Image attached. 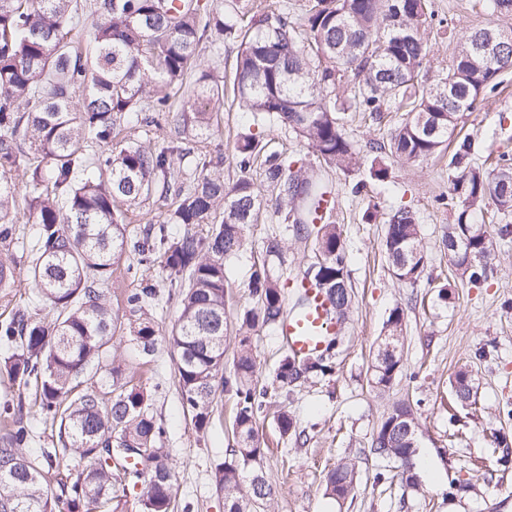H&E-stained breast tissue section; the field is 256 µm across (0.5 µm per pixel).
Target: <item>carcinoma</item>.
Here are the masks:
<instances>
[{
  "instance_id": "1",
  "label": "carcinoma",
  "mask_w": 512,
  "mask_h": 512,
  "mask_svg": "<svg viewBox=\"0 0 512 512\" xmlns=\"http://www.w3.org/2000/svg\"><path fill=\"white\" fill-rule=\"evenodd\" d=\"M79 0H0V245L16 239L18 200L35 225L29 274L36 305L0 322V343L16 353L5 362L9 378L39 389L38 411L59 422L58 448L30 458V407L23 399L0 407V512H119L126 483L143 486L141 512H172L174 471L162 447L164 428L149 411L147 394L130 384L121 361L109 357L121 329L105 286L114 265L129 254L138 266L155 263L179 289V315L168 340L178 354L183 407L195 429L211 424L216 379L234 401L233 444L214 476L224 492V512H260L273 489L260 467L268 449L255 428L268 405V388L254 382L251 335L279 325L287 314L280 277L267 260L252 264L248 291L254 306L239 314V352L224 374V260L246 246V231L267 208L283 222L309 224L327 187L316 164L353 170L359 151L347 134L348 111L370 117L401 112L389 133L390 155L421 164L448 157L449 194L437 197L455 210L445 246L456 274L471 284L488 277L496 238L479 220L488 205L512 214V159L503 154L490 169L475 159L469 137L454 138L459 118L495 92L512 70V28L499 59L476 55L472 45L488 22L463 36L448 68L430 83L422 72L434 32L432 0H304L302 17L272 0H92L94 21L80 25ZM239 44L233 101L252 124L291 132L306 144L316 164L294 171L283 153L253 135L237 146L241 171L259 164L277 191L267 202L246 178L228 186L211 170L207 141L224 104V75L205 66L200 46L224 40ZM350 86L353 107L338 98ZM134 117L146 128L169 125L167 145L113 141L121 121ZM195 144L200 173L188 185L171 184L180 143ZM112 146L108 156L93 145ZM26 177L18 190L13 177ZM370 177L389 178L388 161L372 160ZM179 197L160 224L127 234L129 211L156 194ZM182 224L174 233L169 225ZM384 250L392 274L416 284L427 262L416 215L405 207L388 213ZM317 253L304 276L323 288L336 315L347 323L352 306L348 249L339 227L327 221L316 230ZM159 287L143 278L128 298L140 313L134 341L145 357L161 338L148 316ZM53 312L51 319L42 309ZM404 311L395 307L384 323L372 366V383L384 390L403 367ZM337 338L325 350L298 359L286 353L273 390L291 388L309 375L327 376L335 367ZM109 367L112 400L102 406L96 387L84 377ZM454 394L465 406L476 403L468 371L457 372ZM417 422L411 406L392 405L372 441L370 453L393 460L409 473L417 454ZM87 460L84 468L71 457ZM63 471L60 493L46 479ZM356 488L355 466L341 462L327 475L326 491L345 501ZM66 510H61L59 504Z\"/></svg>"
}]
</instances>
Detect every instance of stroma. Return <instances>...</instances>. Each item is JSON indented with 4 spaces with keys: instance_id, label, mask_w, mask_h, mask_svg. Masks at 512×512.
Listing matches in <instances>:
<instances>
[{
    "instance_id": "1",
    "label": "stroma",
    "mask_w": 512,
    "mask_h": 512,
    "mask_svg": "<svg viewBox=\"0 0 512 512\" xmlns=\"http://www.w3.org/2000/svg\"><path fill=\"white\" fill-rule=\"evenodd\" d=\"M474 2L434 0L437 19L450 30L432 44L424 70L427 79H435L450 65L459 37L486 23L488 11ZM459 125L473 138L480 157L512 153V72L504 76L494 96L465 113ZM249 127L237 106L225 103L221 122L209 138L210 151L221 160L218 170L225 183L235 182L242 173L236 144ZM347 131L360 148L361 164L349 173L327 171L325 177L336 188L333 219L343 231L350 255L353 308L333 373L310 377L292 392L271 399L273 407L287 410L296 421L301 438L282 440L273 415H261L257 422L260 437L272 448L261 464L273 489L269 512H512V468L503 469L491 451L497 434L512 445V245L499 248L484 283L475 287L457 282L447 302H440L431 282L453 271L442 239L455 214L435 202L449 191L447 160L432 159L417 166L394 160L389 180L374 182L369 178V145L385 140L386 126L355 121ZM360 180L367 187L356 197L351 189ZM373 203L383 211L406 207L416 213L428 258L417 284L393 276L383 253V225L363 219ZM31 231V225H21L20 242L9 247L14 283L0 290V321L31 304L30 253L21 245ZM274 233L282 239L289 280L301 276L313 255V237L284 233L274 220L250 226L245 251L225 262L229 321L225 368H232L238 347L236 316L252 303L247 288L252 256ZM144 277L159 285V301L149 313L160 329L169 331L178 314V299L170 295L161 266L130 271L116 267L106 294L122 321L115 338L126 373L150 394V411L165 429L163 445L174 470L175 512H224L214 465L232 445V402L217 394L210 428L197 431L182 405L173 348L159 341L150 362H142L127 298ZM397 306L405 314L403 370L381 392L371 382L373 351L385 320ZM251 343L257 362L255 380L258 386L270 385L285 342L276 328L269 327L255 332ZM462 368L478 383L479 411L450 404L451 381ZM405 399L415 404L417 455L423 460L415 468L419 485L414 489L389 483V476L398 472L397 462L366 452L389 408ZM343 461L354 463L358 489L353 498L340 502L327 495L323 480L331 467ZM452 479L458 491H450Z\"/></svg>"
}]
</instances>
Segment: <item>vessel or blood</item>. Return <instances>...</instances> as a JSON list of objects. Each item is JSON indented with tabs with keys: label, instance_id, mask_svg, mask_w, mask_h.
<instances>
[{
	"label": "vessel or blood",
	"instance_id": "obj_1",
	"mask_svg": "<svg viewBox=\"0 0 512 512\" xmlns=\"http://www.w3.org/2000/svg\"><path fill=\"white\" fill-rule=\"evenodd\" d=\"M296 286L306 298V308L303 313L288 314L279 331L287 337L294 353L306 356L324 349L338 326L334 311L320 288L303 279L297 280Z\"/></svg>",
	"mask_w": 512,
	"mask_h": 512
}]
</instances>
